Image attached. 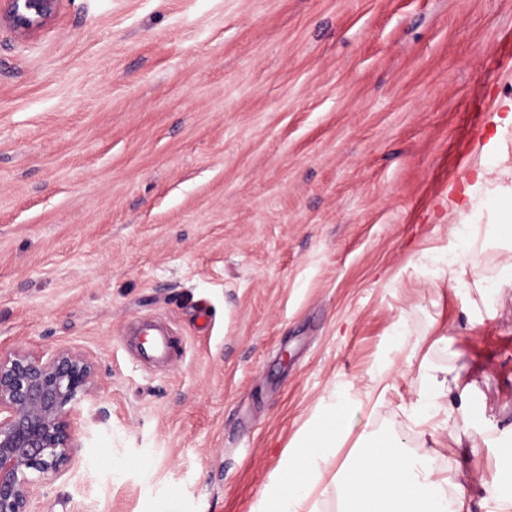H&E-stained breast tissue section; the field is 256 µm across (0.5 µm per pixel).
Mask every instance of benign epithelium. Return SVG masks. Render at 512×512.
Instances as JSON below:
<instances>
[{
  "label": "benign epithelium",
  "mask_w": 512,
  "mask_h": 512,
  "mask_svg": "<svg viewBox=\"0 0 512 512\" xmlns=\"http://www.w3.org/2000/svg\"><path fill=\"white\" fill-rule=\"evenodd\" d=\"M8 2L0 19L25 38L46 25L60 0ZM100 389L96 362L83 351L0 352V512H37L40 483L60 479L83 450L76 402Z\"/></svg>",
  "instance_id": "benign-epithelium-1"
}]
</instances>
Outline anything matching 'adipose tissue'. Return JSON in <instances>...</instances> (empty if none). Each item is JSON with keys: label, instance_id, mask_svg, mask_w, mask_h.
<instances>
[{"label": "adipose tissue", "instance_id": "1", "mask_svg": "<svg viewBox=\"0 0 512 512\" xmlns=\"http://www.w3.org/2000/svg\"><path fill=\"white\" fill-rule=\"evenodd\" d=\"M448 227V250L441 256L438 277H448L477 298L512 303V166L496 169L480 162L472 184ZM497 273L486 276L487 262ZM420 390L405 405L410 421L429 434L432 445L417 455L404 454L397 439L381 433L364 443L334 487L342 512H471L472 496L463 487L449 489V477L435 470L434 448L442 433L455 447L477 448L478 441L463 425L449 432L448 424L465 422L470 411V384L460 374L420 360ZM352 406L342 394L319 403L311 422L295 436L281 480L257 502L252 512H305L324 471L336 460L346 439L345 424Z\"/></svg>", "mask_w": 512, "mask_h": 512}]
</instances>
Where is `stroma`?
Here are the masks:
<instances>
[{
	"label": "stroma",
	"mask_w": 512,
	"mask_h": 512,
	"mask_svg": "<svg viewBox=\"0 0 512 512\" xmlns=\"http://www.w3.org/2000/svg\"><path fill=\"white\" fill-rule=\"evenodd\" d=\"M512 0H60L0 24V349L93 355L84 451L40 512H251L320 399L389 364L351 440L420 383L473 382L481 467L512 444V308L432 284L493 117ZM449 330L447 343L438 332ZM4 20L20 37H28L43 28L56 13L60 0H8Z\"/></svg>",
	"instance_id": "1"
}]
</instances>
